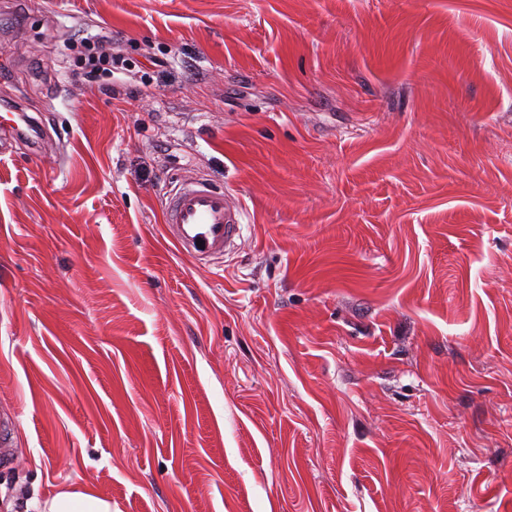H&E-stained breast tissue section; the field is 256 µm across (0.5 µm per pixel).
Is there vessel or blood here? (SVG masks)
<instances>
[{"instance_id": "obj_1", "label": "vessel or blood", "mask_w": 512, "mask_h": 512, "mask_svg": "<svg viewBox=\"0 0 512 512\" xmlns=\"http://www.w3.org/2000/svg\"><path fill=\"white\" fill-rule=\"evenodd\" d=\"M0 129L30 138L19 109L6 107ZM245 215L227 191L196 176L177 179L165 202L162 232L185 257L215 263L235 251L243 239Z\"/></svg>"}]
</instances>
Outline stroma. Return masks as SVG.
Wrapping results in <instances>:
<instances>
[{
    "instance_id": "stroma-1",
    "label": "stroma",
    "mask_w": 512,
    "mask_h": 512,
    "mask_svg": "<svg viewBox=\"0 0 512 512\" xmlns=\"http://www.w3.org/2000/svg\"><path fill=\"white\" fill-rule=\"evenodd\" d=\"M2 53L0 512H512V0H0ZM104 38L107 39L108 37L102 36L96 43H93L91 50H96V56L88 57L87 63H85L86 67L83 68V71L75 73L77 77L86 82H96V79L101 73H111L112 75V65L114 67V64L119 63V58L112 57L111 49L106 47L107 40ZM0 112H6L9 118H6L2 113L0 114V126L1 129L7 131L13 138H25L33 140L31 131H29L26 125L22 122V117L25 113H21L20 109H16L10 106H4ZM175 183L165 202L164 237L195 262L223 260L243 239L242 207L223 188L197 176L180 177ZM26 505L34 512H112L108 500L75 485L58 491L43 503L33 498Z\"/></svg>"
}]
</instances>
